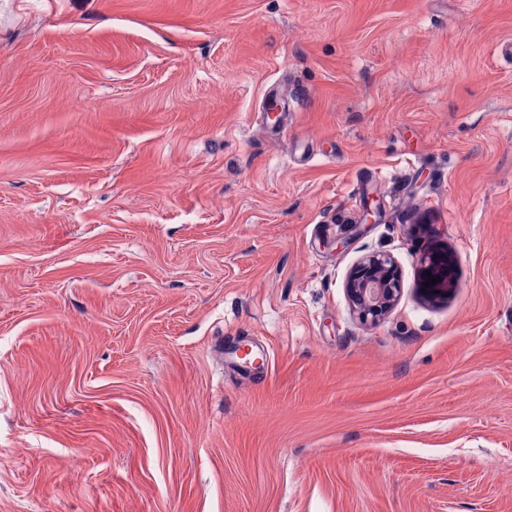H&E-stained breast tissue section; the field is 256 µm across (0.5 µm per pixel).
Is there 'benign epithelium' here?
I'll use <instances>...</instances> for the list:
<instances>
[{
	"instance_id": "obj_1",
	"label": "benign epithelium",
	"mask_w": 512,
	"mask_h": 512,
	"mask_svg": "<svg viewBox=\"0 0 512 512\" xmlns=\"http://www.w3.org/2000/svg\"><path fill=\"white\" fill-rule=\"evenodd\" d=\"M381 213L379 201L371 197L363 207L361 223L374 224ZM431 277L436 283L428 285L433 291H440L449 283L447 262L431 259L427 264ZM398 265L385 252L363 256L350 272L345 292L353 312L363 322H376L388 314L400 296Z\"/></svg>"
}]
</instances>
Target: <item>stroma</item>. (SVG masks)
I'll return each instance as SVG.
<instances>
[{"mask_svg":"<svg viewBox=\"0 0 512 512\" xmlns=\"http://www.w3.org/2000/svg\"><path fill=\"white\" fill-rule=\"evenodd\" d=\"M1 454L0 512H512V0H0ZM398 265L385 252L363 256L350 272L345 292L362 322H376L388 314L400 296Z\"/></svg>","mask_w":512,"mask_h":512,"instance_id":"stroma-1","label":"stroma"}]
</instances>
